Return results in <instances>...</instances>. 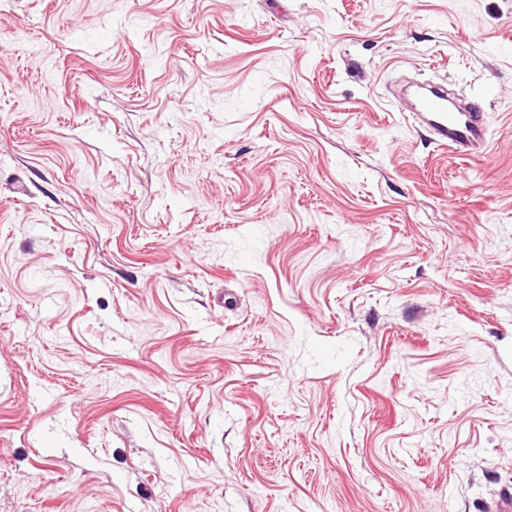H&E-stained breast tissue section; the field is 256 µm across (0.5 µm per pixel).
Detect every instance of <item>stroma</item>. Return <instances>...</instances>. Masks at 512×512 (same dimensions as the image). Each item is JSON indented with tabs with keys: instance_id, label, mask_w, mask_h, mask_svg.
Wrapping results in <instances>:
<instances>
[{
	"instance_id": "1",
	"label": "stroma",
	"mask_w": 512,
	"mask_h": 512,
	"mask_svg": "<svg viewBox=\"0 0 512 512\" xmlns=\"http://www.w3.org/2000/svg\"><path fill=\"white\" fill-rule=\"evenodd\" d=\"M506 489L512 0H0V512ZM422 89L412 98L404 89L400 98L433 139L459 153L485 154L489 143L485 113L472 101L450 100L444 86L430 85Z\"/></svg>"
}]
</instances>
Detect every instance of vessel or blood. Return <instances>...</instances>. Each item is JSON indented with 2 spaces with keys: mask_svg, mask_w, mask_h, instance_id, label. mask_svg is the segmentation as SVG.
Instances as JSON below:
<instances>
[{
  "mask_svg": "<svg viewBox=\"0 0 512 512\" xmlns=\"http://www.w3.org/2000/svg\"><path fill=\"white\" fill-rule=\"evenodd\" d=\"M405 108L440 145L464 154L488 150V125L484 112L473 102H456L446 87L432 85L417 94L401 93Z\"/></svg>",
  "mask_w": 512,
  "mask_h": 512,
  "instance_id": "1",
  "label": "vessel or blood"
}]
</instances>
